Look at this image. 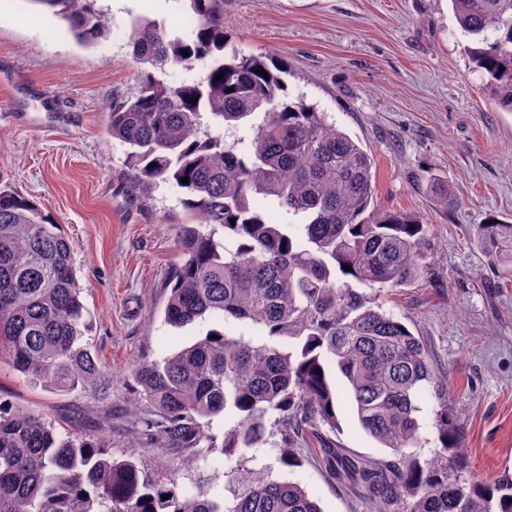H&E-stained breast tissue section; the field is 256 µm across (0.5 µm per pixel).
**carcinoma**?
<instances>
[{
    "instance_id": "carcinoma-1",
    "label": "carcinoma",
    "mask_w": 512,
    "mask_h": 512,
    "mask_svg": "<svg viewBox=\"0 0 512 512\" xmlns=\"http://www.w3.org/2000/svg\"><path fill=\"white\" fill-rule=\"evenodd\" d=\"M29 2L84 45L111 35L98 0ZM185 2L196 20L191 38L140 18L133 53L204 75L177 84L147 77L135 97L112 104L109 129L139 179L173 184L200 217L181 225L165 323L233 321L264 341L210 329L135 367L125 427L152 450L151 464L112 453L110 410L62 417L78 431L62 436L43 414L0 403V512H322L299 484L252 463L277 428L279 464L302 465L297 439L317 421L336 425L334 373L361 428L392 459L367 466L323 448L332 476L362 484L396 512H512L511 474L492 486L461 478L448 404L437 410L434 458L423 464L412 452L421 440L418 397L435 375L421 340L376 293L423 277L426 225L375 203L370 154L291 97L283 67L262 54H224V0ZM450 2L474 68L498 108L512 112V0ZM256 113L262 121L248 141H224V126ZM271 207L296 217L298 232L275 223ZM477 245L512 266V224L482 225ZM80 294L58 224L0 188V359L55 391L98 389ZM211 457L236 474L221 496L201 466Z\"/></svg>"
}]
</instances>
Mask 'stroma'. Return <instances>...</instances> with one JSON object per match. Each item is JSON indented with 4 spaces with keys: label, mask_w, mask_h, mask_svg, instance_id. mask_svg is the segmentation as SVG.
Here are the masks:
<instances>
[{
    "label": "stroma",
    "mask_w": 512,
    "mask_h": 512,
    "mask_svg": "<svg viewBox=\"0 0 512 512\" xmlns=\"http://www.w3.org/2000/svg\"><path fill=\"white\" fill-rule=\"evenodd\" d=\"M98 4L112 34L94 46L30 0L0 5V184L39 202L69 239L85 338L112 398L56 392L8 368L0 370V397L52 420L63 409H111L113 452L139 457L122 429L130 372L190 345L211 324L164 322L168 280L180 262L178 229L193 218L179 189L142 182L126 164L108 108L136 95L145 75L170 84L183 77L134 58L136 19L160 21L182 37L190 30L183 0ZM468 44L449 0H224L225 53L285 63L289 91L372 156L378 202L426 224L423 280L379 300L423 339L436 372L418 401L420 461L434 455L444 399L465 479L491 484L512 470V268L484 256L474 237L479 225L512 224V112L491 100ZM33 84L54 92L65 126L51 125L53 108L29 93ZM337 418L306 437L301 467L276 465L271 444L259 450V463L300 484L322 512H391L324 467L318 449L330 443L359 461L389 457L348 404Z\"/></svg>",
    "instance_id": "1"
}]
</instances>
